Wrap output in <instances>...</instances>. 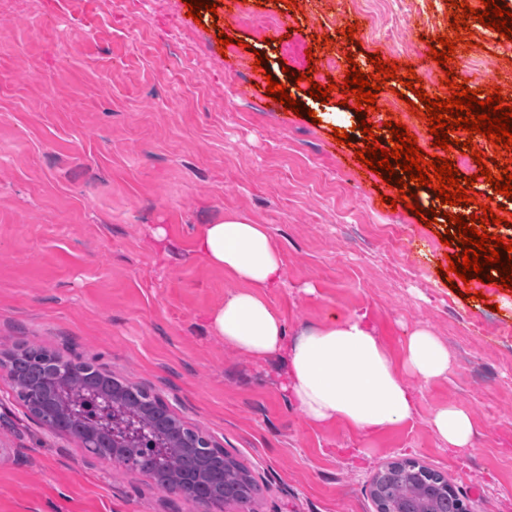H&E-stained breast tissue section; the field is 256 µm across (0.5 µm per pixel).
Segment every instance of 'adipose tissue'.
Returning <instances> with one entry per match:
<instances>
[{
  "label": "adipose tissue",
  "mask_w": 512,
  "mask_h": 512,
  "mask_svg": "<svg viewBox=\"0 0 512 512\" xmlns=\"http://www.w3.org/2000/svg\"><path fill=\"white\" fill-rule=\"evenodd\" d=\"M196 254L241 282L210 315L225 343L254 359L280 356L287 389L314 425L343 423L368 437L409 423L418 405L411 380L429 384L447 377V347L428 329L406 332L400 358H393L366 315H332L289 336L285 321L265 298L283 282V261L264 225L231 213L205 225ZM434 439L451 448L472 447L474 420L448 404L433 410Z\"/></svg>",
  "instance_id": "ef3b65f1"
}]
</instances>
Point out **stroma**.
<instances>
[{
	"label": "stroma",
	"mask_w": 512,
	"mask_h": 512,
	"mask_svg": "<svg viewBox=\"0 0 512 512\" xmlns=\"http://www.w3.org/2000/svg\"><path fill=\"white\" fill-rule=\"evenodd\" d=\"M187 3L0 0V352L39 346L157 394L249 469L255 512H376L369 484L395 458L441 472L467 512H512V290L437 269L462 251L440 240L447 214L484 202L512 213V200L470 158L457 169L476 176V203L451 206L411 184L440 214L425 226L395 182L343 166L333 137L348 130L355 152L366 145L362 121L400 122L433 160L426 120L394 93L400 78L415 71L431 99L450 68L455 82L483 87L476 62L512 73V37L471 20L445 66L428 53L449 30L451 0H394L373 15L362 0H242L235 15L206 11L190 25ZM270 17L292 34L267 42ZM311 31L328 44L310 47ZM222 32L232 44L218 43ZM376 55L396 76L362 115L342 85L350 66L374 72ZM306 71L310 80L296 81ZM269 76L314 117L252 95ZM314 82L330 87L329 101L311 98ZM229 212L264 225L280 250L284 283L267 300L289 332L359 312L393 356L418 327L447 346L453 368L418 387L409 424L369 438L312 425L279 357L254 360L215 334L209 315L239 283L194 242ZM384 224L399 226L402 251ZM448 403L472 415L474 447L433 438L429 414ZM0 512L201 510L42 424L0 368Z\"/></svg>",
	"instance_id": "35a3bbf8"
}]
</instances>
